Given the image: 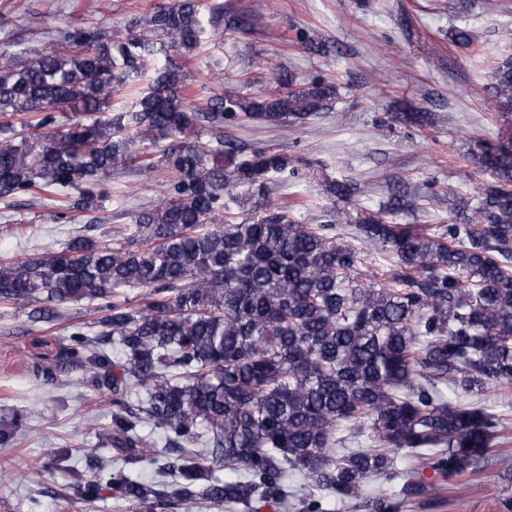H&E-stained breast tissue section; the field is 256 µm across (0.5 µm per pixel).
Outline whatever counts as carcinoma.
I'll return each mask as SVG.
<instances>
[{"mask_svg":"<svg viewBox=\"0 0 512 512\" xmlns=\"http://www.w3.org/2000/svg\"><path fill=\"white\" fill-rule=\"evenodd\" d=\"M249 19L220 0H165L111 30L47 32L51 46L0 48V200L40 192L66 209L103 211L102 181L126 169L168 171L164 191L110 246L75 236L41 256L0 263V301L45 322L63 306L102 301L96 335L71 333L62 361L112 392L94 467L136 512H178L195 499L226 512H409L438 504L441 485L512 479L487 456L512 432V133L481 141L490 176L461 222L398 224L419 198L399 194L356 225L366 249L393 255L373 274L331 224H297L292 206L234 221L229 191H263L291 159L224 141V118L284 128L336 100V84H298L272 67L274 95L191 104L184 63L207 39ZM175 50L182 63L167 57ZM147 81L129 105L121 92ZM493 98L512 112V57L493 68ZM19 122H14L15 118ZM420 129L431 112L400 116ZM29 135L19 136L16 126ZM211 131L192 143L198 127ZM167 140L161 161L153 149ZM347 197L349 181L325 180ZM138 288V304L125 292ZM117 352L109 356L107 347ZM145 389L134 403L131 388ZM150 432H145V429ZM155 466L150 478L131 470ZM224 468L237 477L220 479ZM70 494L99 484L70 469ZM390 484L369 493L377 481Z\"/></svg>","mask_w":512,"mask_h":512,"instance_id":"1","label":"carcinoma"}]
</instances>
